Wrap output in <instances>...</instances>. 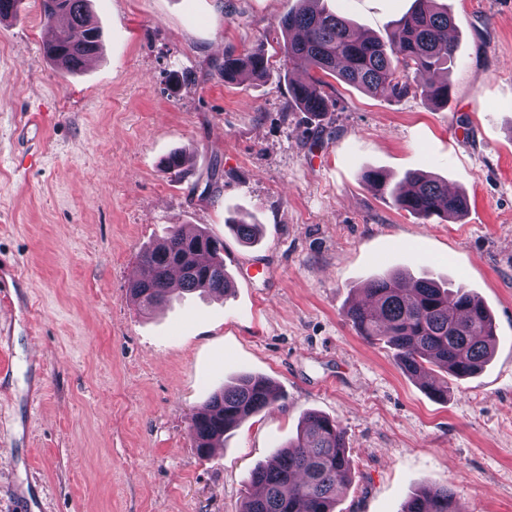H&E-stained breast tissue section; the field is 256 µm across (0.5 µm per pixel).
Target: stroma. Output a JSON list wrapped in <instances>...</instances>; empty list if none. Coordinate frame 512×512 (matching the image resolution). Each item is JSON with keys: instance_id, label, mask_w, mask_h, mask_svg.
Segmentation results:
<instances>
[{"instance_id": "obj_1", "label": "stroma", "mask_w": 512, "mask_h": 512, "mask_svg": "<svg viewBox=\"0 0 512 512\" xmlns=\"http://www.w3.org/2000/svg\"><path fill=\"white\" fill-rule=\"evenodd\" d=\"M454 18L449 102L328 77L309 120L280 20L297 0H91L102 53L71 74L43 54L39 0L0 22V255L27 309L0 308V512L14 489L46 512H238L253 468L320 412L346 431L336 512H400L448 483L463 512H512V0H442ZM413 0H321L387 38ZM263 45L260 81L225 83L226 50ZM47 116L38 147L27 114ZM183 152L174 175L160 157ZM219 166L217 183L207 181ZM419 171L464 192L457 222L422 223L363 179ZM261 225L244 244L237 220ZM224 241L232 288L143 314L128 288L171 227ZM430 270L472 289L496 325L477 376L432 398L344 316L372 276ZM282 398L206 458L192 414L240 374ZM324 81L316 75L310 76L307 82L294 84L288 82V92L293 106L299 112L314 117H321L330 112L333 107V101L328 94L323 91Z\"/></svg>"}]
</instances>
